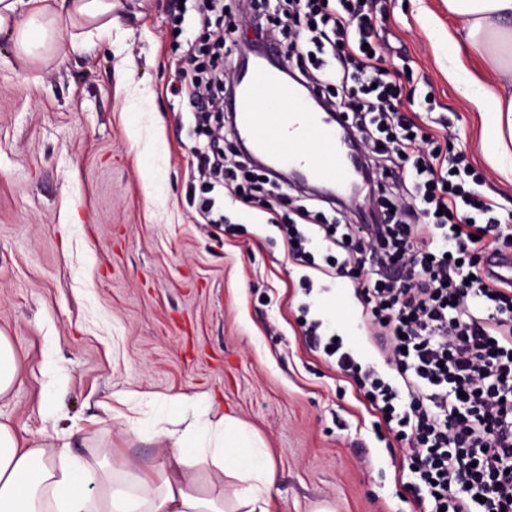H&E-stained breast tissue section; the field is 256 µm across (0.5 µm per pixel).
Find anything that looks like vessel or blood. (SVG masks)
Returning <instances> with one entry per match:
<instances>
[{
    "label": "vessel or blood",
    "mask_w": 512,
    "mask_h": 512,
    "mask_svg": "<svg viewBox=\"0 0 512 512\" xmlns=\"http://www.w3.org/2000/svg\"><path fill=\"white\" fill-rule=\"evenodd\" d=\"M283 71V64L259 58L241 76L236 94L238 132L255 153L284 166L305 167L311 180L346 189L355 167L350 145L340 141L336 119L315 111L288 85ZM484 272L512 281V254L486 253Z\"/></svg>",
    "instance_id": "obj_1"
}]
</instances>
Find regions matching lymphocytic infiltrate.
Here are the masks:
<instances>
[{"mask_svg": "<svg viewBox=\"0 0 512 512\" xmlns=\"http://www.w3.org/2000/svg\"><path fill=\"white\" fill-rule=\"evenodd\" d=\"M280 33L291 79L332 104L359 136L365 196L380 224L343 215L313 223L314 196L287 226V255L323 276L356 279L384 363L361 364L329 324H306L310 350L350 378L385 423L408 429L406 489L431 512H512V284L487 279L486 240L512 244V223L455 149L400 109L399 71L385 65L378 0H270L229 19L227 35ZM176 92L223 113L235 63L222 40L188 49Z\"/></svg>", "mask_w": 512, "mask_h": 512, "instance_id": "obj_1", "label": "lymphocytic infiltrate"}]
</instances>
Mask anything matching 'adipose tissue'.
Segmentation results:
<instances>
[{"label": "adipose tissue", "mask_w": 512, "mask_h": 512, "mask_svg": "<svg viewBox=\"0 0 512 512\" xmlns=\"http://www.w3.org/2000/svg\"><path fill=\"white\" fill-rule=\"evenodd\" d=\"M460 17L466 45L486 57L496 81L484 88V137L509 161L503 177L512 182V0H446ZM25 20H17L19 7ZM112 0H0V34L10 36L16 55L34 61L61 52L62 18L89 25L111 22ZM213 444L181 447L158 476L129 474L119 480L98 462L69 464L68 447L47 451L21 444L0 422V512H270L274 464L261 441L239 419L212 423ZM206 465L222 471L233 486L228 503L203 495L187 479L188 469Z\"/></svg>", "instance_id": "adipose-tissue-1"}]
</instances>
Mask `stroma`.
I'll return each instance as SVG.
<instances>
[{
	"instance_id": "stroma-1",
	"label": "stroma",
	"mask_w": 512,
	"mask_h": 512,
	"mask_svg": "<svg viewBox=\"0 0 512 512\" xmlns=\"http://www.w3.org/2000/svg\"><path fill=\"white\" fill-rule=\"evenodd\" d=\"M119 3L109 29L62 21L64 49L44 62L0 36V333L19 365L0 421L23 441L69 443L71 459L108 448L115 467L151 474L202 438L173 433L179 410L228 413L273 460L274 512H427L399 480L406 442L299 325L309 305L361 362L380 363L353 279L304 291L278 225L202 169L208 140L173 88L204 34L205 0ZM382 7L387 63L416 121L451 116L456 150L511 213L480 100L448 81L452 58L462 83L492 81L465 43L448 42L462 20L445 0ZM428 92L431 112L420 107Z\"/></svg>"
}]
</instances>
